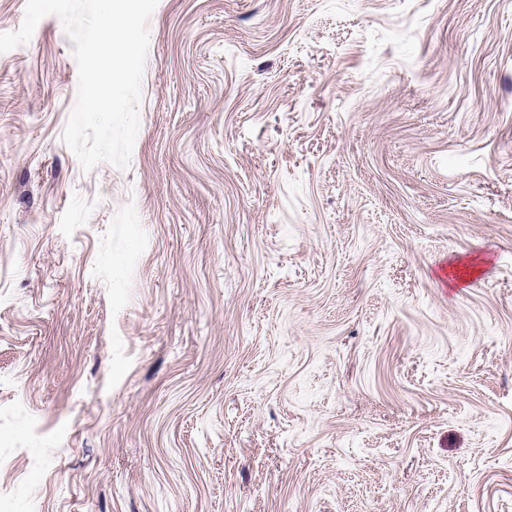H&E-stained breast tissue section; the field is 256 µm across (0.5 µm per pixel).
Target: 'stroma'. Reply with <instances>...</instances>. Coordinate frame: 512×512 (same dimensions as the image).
Masks as SVG:
<instances>
[{
    "label": "stroma",
    "instance_id": "35a3bbf8",
    "mask_svg": "<svg viewBox=\"0 0 512 512\" xmlns=\"http://www.w3.org/2000/svg\"><path fill=\"white\" fill-rule=\"evenodd\" d=\"M131 164L0 54V512H512V0H158Z\"/></svg>",
    "mask_w": 512,
    "mask_h": 512
}]
</instances>
